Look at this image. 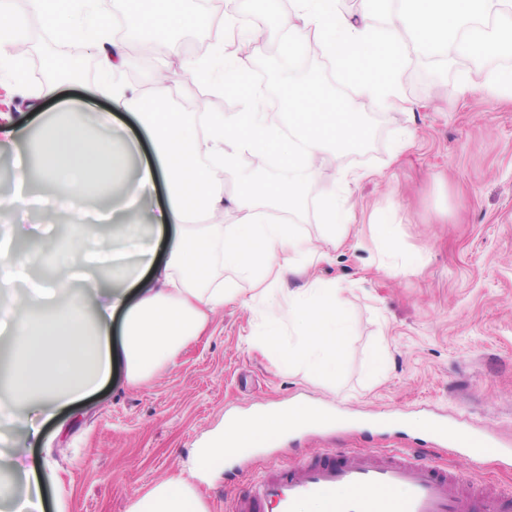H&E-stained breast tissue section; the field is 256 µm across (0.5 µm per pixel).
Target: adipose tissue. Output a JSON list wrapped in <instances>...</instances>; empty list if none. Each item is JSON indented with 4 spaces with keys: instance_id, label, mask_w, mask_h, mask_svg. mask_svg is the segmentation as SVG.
Listing matches in <instances>:
<instances>
[{
    "instance_id": "obj_1",
    "label": "adipose tissue",
    "mask_w": 512,
    "mask_h": 512,
    "mask_svg": "<svg viewBox=\"0 0 512 512\" xmlns=\"http://www.w3.org/2000/svg\"><path fill=\"white\" fill-rule=\"evenodd\" d=\"M63 0H26L30 12H50L55 32L98 51L100 91L122 96L114 86V72L124 64L126 44L153 39L158 54L173 52L157 31L182 21L203 24L192 0H154L144 10L140 0H113L123 7L127 28L123 37L111 35L102 0H84L81 8H64ZM383 0H362L361 20L339 13L334 0H294V11L281 19L279 31L289 50L320 51L334 62L352 58L358 67L355 94L367 106H404L396 69L404 55L431 53L469 57L486 51L487 36H472L479 19L494 17L502 43L512 45V0H393L396 23L377 30L372 17ZM211 70L236 84L242 105L237 112H205L194 120L163 108L170 88L154 80L150 109L136 118L147 134L154 160L136 164L135 140L127 137L111 113L92 115L94 135L82 127L57 120L43 121L36 152L43 187L57 212L86 221L89 195L107 199L101 220L139 234L141 223L158 233L174 228L164 262L153 247L137 251L132 272L149 273L136 299H129L122 283L95 278L96 270L111 266L113 274L127 268L114 261L101 241L78 236L58 242L47 236L43 247L51 260V278L33 274L35 256H23L10 243L0 242V291L10 304L0 310V334L13 351L11 392L15 400L30 402L44 413L76 403L94 393L112 373L109 340L114 315L122 317L121 356L129 380L150 377L172 362L197 339L212 316L241 294V283L253 289L250 301L276 324L292 325L303 338L301 346L283 352L285 363H299L326 377L335 376L349 332L340 289L312 284L289 293L278 285L288 275L326 260L324 251L292 224L304 208L299 171L318 168L332 150L363 138L364 128L350 125L340 103L320 86H288L287 124L269 120L260 99L247 85L255 57L264 41L260 29L244 28L236 11H227L224 25L214 33ZM277 153L288 169L286 180L264 185L248 169L258 155ZM235 174V200L241 217L234 224L217 223L224 193L217 175ZM167 191L165 207H148L156 181ZM232 271L236 279L215 281L214 264ZM318 409L299 406L276 416L234 420L209 447L194 449L188 466L130 499L126 512H208L195 480L223 468L224 458L282 435L296 425L319 421Z\"/></svg>"
}]
</instances>
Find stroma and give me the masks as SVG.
Here are the masks:
<instances>
[{"label": "stroma", "mask_w": 512, "mask_h": 512, "mask_svg": "<svg viewBox=\"0 0 512 512\" xmlns=\"http://www.w3.org/2000/svg\"><path fill=\"white\" fill-rule=\"evenodd\" d=\"M246 12L264 19V50L254 75L265 83V108L285 103L288 82L319 83L347 110L356 111L368 134L357 146L333 152L320 166L319 188L310 190L298 229L328 250L330 261L286 280L288 289L312 281L347 291L349 334L345 358L332 379L286 366L279 353L249 345L267 326L243 301L225 304L175 362L149 380L128 381L123 363L85 400L35 417L37 436L17 425L0 426V447L19 443L41 475L47 500L62 499L65 512H125L134 495L181 468L233 418L293 405H321L340 425L296 429L246 454L224 461L223 473L197 482L208 512H231L232 497L247 480L274 464L293 463L334 449L385 452L423 450L466 478L512 495V456L471 466L409 423L428 413L445 415L470 430L491 431L512 449V102L483 91L489 73L512 68V52L495 60L400 58V91L410 110H371L354 105L329 56L305 54L296 70L278 63V15L284 0H246ZM43 43L27 66V82L7 85L23 125L16 145H0V193L13 183L12 157L28 149L40 123L28 107L52 54ZM96 66H80L79 79L63 84L45 113L79 97L88 111H141L146 77L126 80L125 107L97 94ZM414 143L401 155L393 147L403 132ZM341 168L373 171L352 187L356 222L344 245L332 244L331 227L317 223L316 207ZM395 226L382 236L381 218ZM383 352L382 374L367 365Z\"/></svg>", "instance_id": "1"}]
</instances>
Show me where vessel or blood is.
<instances>
[{
    "label": "vessel or blood",
    "instance_id": "1",
    "mask_svg": "<svg viewBox=\"0 0 512 512\" xmlns=\"http://www.w3.org/2000/svg\"><path fill=\"white\" fill-rule=\"evenodd\" d=\"M416 427L441 444L464 449L475 465L498 450L491 438L435 418H421ZM311 499L324 502L326 512H500L490 489L460 485L434 460L353 451L265 471L234 498L232 512H295Z\"/></svg>",
    "mask_w": 512,
    "mask_h": 512
}]
</instances>
